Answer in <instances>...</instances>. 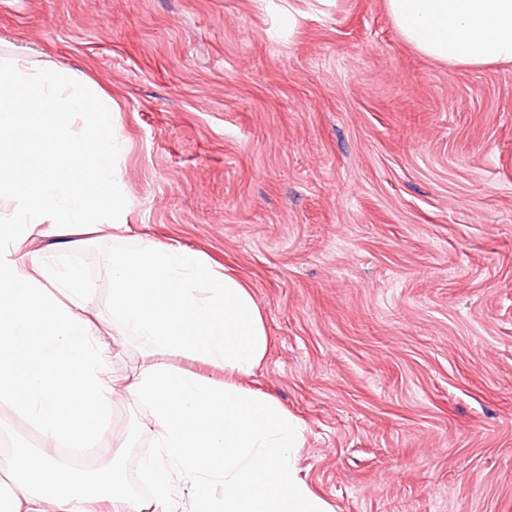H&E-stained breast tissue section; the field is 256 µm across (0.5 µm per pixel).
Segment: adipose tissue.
I'll return each mask as SVG.
<instances>
[{"label":"adipose tissue","mask_w":512,"mask_h":512,"mask_svg":"<svg viewBox=\"0 0 512 512\" xmlns=\"http://www.w3.org/2000/svg\"><path fill=\"white\" fill-rule=\"evenodd\" d=\"M400 35L426 57L451 66L512 63V0H386ZM37 122L23 124L21 98ZM56 112L81 113L89 138L69 140ZM112 99L86 77L50 62L0 64V142L47 148L31 185L0 179L17 201V228L64 236L79 224L126 230L121 197L102 218L90 187L110 183L120 144L110 133ZM76 267L51 268L21 245L0 249V399L27 414L45 444L11 451L0 512H328L299 477L300 425L276 400L242 386L266 357L269 338L246 284L195 252L141 241L112 254V331L97 335ZM133 337L148 347L136 371L116 382L113 345ZM224 370L215 386L168 358ZM152 407L154 451L142 461L149 497L131 495L118 465L93 472L63 466L67 448L94 450L106 434L117 389Z\"/></svg>","instance_id":"ef3b65f1"}]
</instances>
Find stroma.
<instances>
[{
  "instance_id": "1",
  "label": "stroma",
  "mask_w": 512,
  "mask_h": 512,
  "mask_svg": "<svg viewBox=\"0 0 512 512\" xmlns=\"http://www.w3.org/2000/svg\"><path fill=\"white\" fill-rule=\"evenodd\" d=\"M112 96L123 149L100 208L247 283L269 349L244 387L299 420L331 512H512V64L451 67L385 0H0V62ZM112 323V232L40 238ZM146 404L111 435L131 494ZM39 433L0 401L11 446Z\"/></svg>"
}]
</instances>
